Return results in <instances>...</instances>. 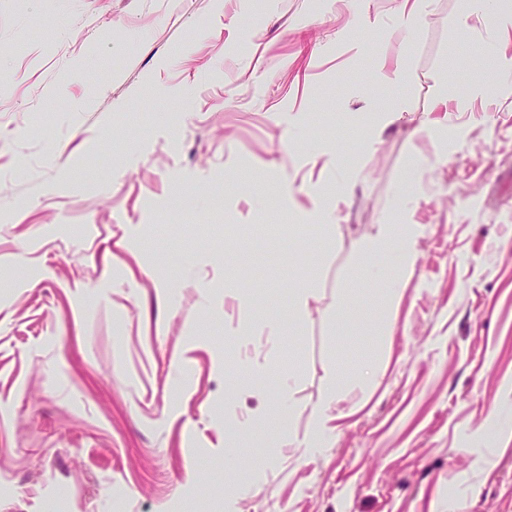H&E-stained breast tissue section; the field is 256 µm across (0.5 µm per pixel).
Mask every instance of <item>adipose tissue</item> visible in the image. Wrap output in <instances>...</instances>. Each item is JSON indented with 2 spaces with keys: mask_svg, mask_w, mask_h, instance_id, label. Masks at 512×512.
I'll list each match as a JSON object with an SVG mask.
<instances>
[{
  "mask_svg": "<svg viewBox=\"0 0 512 512\" xmlns=\"http://www.w3.org/2000/svg\"><path fill=\"white\" fill-rule=\"evenodd\" d=\"M418 230L412 224H381L375 232L366 235L359 244V250L366 257H380L398 252L400 264L395 273L371 265L366 267L364 279L384 285L389 300L399 299L409 284L418 260L416 250ZM343 375H336L327 386L322 398L312 412V423L303 435H289L290 446L301 449L303 455H310L315 448L329 442L335 435V417L332 413L338 395L346 386Z\"/></svg>",
  "mask_w": 512,
  "mask_h": 512,
  "instance_id": "ef3b65f1",
  "label": "adipose tissue"
}]
</instances>
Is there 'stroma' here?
Returning <instances> with one entry per match:
<instances>
[{"label":"stroma","instance_id":"1","mask_svg":"<svg viewBox=\"0 0 512 512\" xmlns=\"http://www.w3.org/2000/svg\"><path fill=\"white\" fill-rule=\"evenodd\" d=\"M418 9L0 0V512H512V83ZM378 224L420 229L394 303ZM341 370L333 440L279 446V376L302 434Z\"/></svg>","mask_w":512,"mask_h":512}]
</instances>
